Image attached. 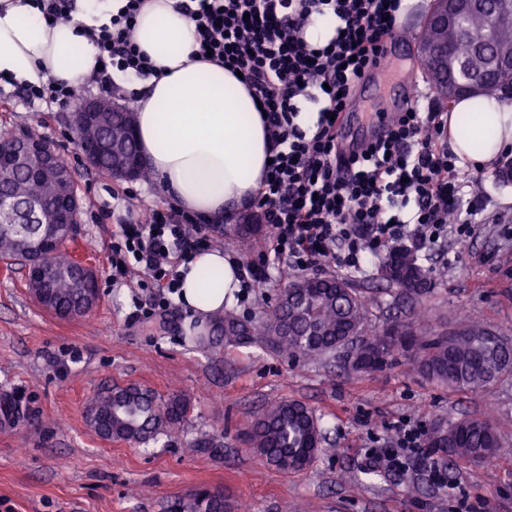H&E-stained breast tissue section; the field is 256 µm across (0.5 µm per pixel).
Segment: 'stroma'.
<instances>
[{"mask_svg":"<svg viewBox=\"0 0 512 512\" xmlns=\"http://www.w3.org/2000/svg\"><path fill=\"white\" fill-rule=\"evenodd\" d=\"M428 14L418 5L409 12L406 43L389 51V71L419 69L415 47ZM19 93L0 83V132L45 139L75 169L81 209L70 249L95 266L102 295L86 316L62 320L30 293L24 262L0 261V389H11L16 406L13 426L0 429V512H175L204 490L223 495L224 512H457L461 498L472 512H512V376L458 392L422 378L404 359L364 373L338 355L292 358L254 345L193 343L190 324L207 331L218 322L198 321L176 300L152 319H132L134 299L149 294L112 285L117 226L172 202L156 179L115 180L91 167L70 138L71 112L29 106ZM474 190L486 208L470 236L449 234L418 254L431 274L427 293L387 290L377 260L362 275L334 266L310 275L348 279L368 295L372 330L411 326L421 310L434 334L476 325L512 340V234L488 221L512 216V154ZM288 283L271 277L227 312L261 328ZM128 385L187 395L191 409L179 432L146 444L102 440L87 421L88 399ZM279 401L306 405L321 429V451L297 473L267 464L243 439L264 407ZM483 414L505 452L483 463L445 461L454 492L415 470L393 476L364 468V449L391 437L399 421L427 431Z\"/></svg>","mask_w":512,"mask_h":512,"instance_id":"stroma-1","label":"stroma"}]
</instances>
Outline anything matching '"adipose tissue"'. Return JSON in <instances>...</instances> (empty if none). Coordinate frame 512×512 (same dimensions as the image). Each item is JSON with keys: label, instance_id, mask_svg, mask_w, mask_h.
I'll return each mask as SVG.
<instances>
[{"label": "adipose tissue", "instance_id": "ef3b65f1", "mask_svg": "<svg viewBox=\"0 0 512 512\" xmlns=\"http://www.w3.org/2000/svg\"><path fill=\"white\" fill-rule=\"evenodd\" d=\"M179 0H146L135 38L157 75L114 72L132 94L135 131L147 161L176 207L211 219L249 205L267 171L273 143L242 78L224 66L193 58L197 30ZM126 0H77L72 19L45 22L33 0H0V78L19 86L50 79L80 82L97 70L88 29L108 23ZM448 144L480 169L512 151V105L496 95L460 99L448 114ZM180 300L208 319L223 313L239 287V265L219 249L182 262Z\"/></svg>", "mask_w": 512, "mask_h": 512}]
</instances>
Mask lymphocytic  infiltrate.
Returning <instances> with one entry per match:
<instances>
[{
	"label": "lymphocytic infiltrate",
	"instance_id": "lymphocytic-infiltrate-1",
	"mask_svg": "<svg viewBox=\"0 0 512 512\" xmlns=\"http://www.w3.org/2000/svg\"><path fill=\"white\" fill-rule=\"evenodd\" d=\"M145 0H127L110 25L91 30L101 70L92 81L111 92L113 71L146 78L155 68L133 42V25ZM401 0H180L195 22L197 57L241 72L260 101L273 140L272 162L253 208L269 230V247L240 262L242 286L259 287L271 264L281 272L332 264L360 268L364 255L409 242L421 250L447 233H469L478 198L463 199L467 178L448 149L447 121L437 108L410 104L395 113L384 140L361 152H343L339 124L356 79L386 59ZM333 15L337 33L312 44L305 29L313 15ZM322 96L314 131L296 119L299 97ZM112 249V277L140 267L143 288L177 292L175 262L209 246L196 217L151 210L144 221L120 227ZM424 465L428 479L447 486L420 427L402 423L391 441L366 449L367 467L401 473L410 458Z\"/></svg>",
	"mask_w": 512,
	"mask_h": 512
}]
</instances>
